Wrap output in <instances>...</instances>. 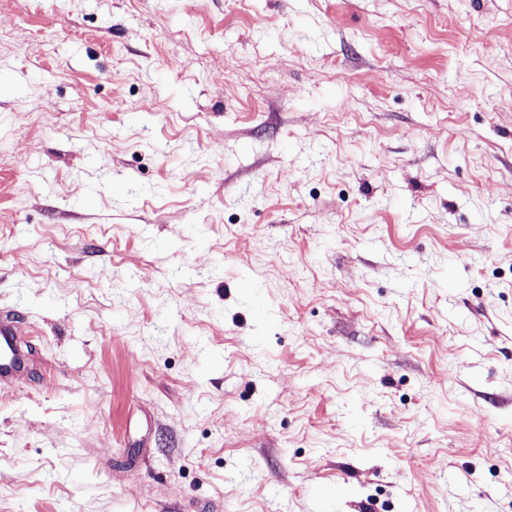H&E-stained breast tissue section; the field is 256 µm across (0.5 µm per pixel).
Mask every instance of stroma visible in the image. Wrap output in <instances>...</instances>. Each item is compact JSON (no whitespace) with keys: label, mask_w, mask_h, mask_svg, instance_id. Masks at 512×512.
Returning a JSON list of instances; mask_svg holds the SVG:
<instances>
[{"label":"stroma","mask_w":512,"mask_h":512,"mask_svg":"<svg viewBox=\"0 0 512 512\" xmlns=\"http://www.w3.org/2000/svg\"><path fill=\"white\" fill-rule=\"evenodd\" d=\"M0 512H512V0H0ZM26 315L17 310L0 315V388L10 386L24 367L18 336L28 327Z\"/></svg>","instance_id":"35a3bbf8"}]
</instances>
